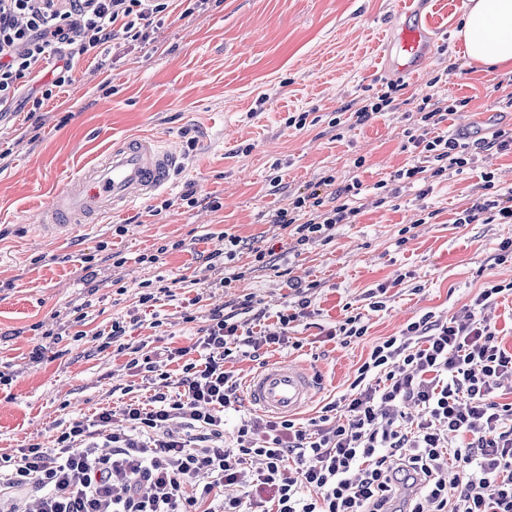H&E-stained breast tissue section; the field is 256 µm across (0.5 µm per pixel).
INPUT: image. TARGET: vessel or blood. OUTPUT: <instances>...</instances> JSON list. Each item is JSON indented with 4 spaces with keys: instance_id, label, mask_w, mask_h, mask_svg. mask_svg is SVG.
<instances>
[{
    "instance_id": "vessel-or-blood-1",
    "label": "vessel or blood",
    "mask_w": 512,
    "mask_h": 512,
    "mask_svg": "<svg viewBox=\"0 0 512 512\" xmlns=\"http://www.w3.org/2000/svg\"><path fill=\"white\" fill-rule=\"evenodd\" d=\"M395 33L385 44V69L392 79L414 74L430 62L439 29L428 0H403ZM177 168L174 149L145 138H124L56 194L41 212L44 235L62 236L81 224H95L164 189ZM248 403L275 416H290L313 399L316 380L296 362L268 365L244 386Z\"/></svg>"
}]
</instances>
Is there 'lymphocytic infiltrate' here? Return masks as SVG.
Returning <instances> with one entry per match:
<instances>
[{"mask_svg":"<svg viewBox=\"0 0 512 512\" xmlns=\"http://www.w3.org/2000/svg\"><path fill=\"white\" fill-rule=\"evenodd\" d=\"M176 0H0V115L10 111L51 57H62L33 109L57 96L76 64L108 43L154 42ZM434 168L413 165L414 182L466 165L468 144L437 135L412 139ZM297 196L277 224L297 244L332 240L357 208L342 203L359 181ZM504 287L482 289L463 318L422 317L376 345L342 403H329L307 431L295 420L258 416L224 445V412L239 403L224 368L234 349L252 347L233 314L215 308L199 342L201 362L183 365L169 394L166 367L182 348L150 350L128 366L153 374L147 399L130 401L123 423L110 409L76 418L54 447L33 444L0 454V512H512V402L497 399L512 376V352L487 314ZM382 387H366L369 375ZM344 409L343 420L330 414ZM180 421L187 435L170 431ZM263 463L251 473L246 463ZM454 482H447L449 468ZM238 487L235 497L225 487Z\"/></svg>","mask_w":512,"mask_h":512,"instance_id":"lymphocytic-infiltrate-1","label":"lymphocytic infiltrate"}]
</instances>
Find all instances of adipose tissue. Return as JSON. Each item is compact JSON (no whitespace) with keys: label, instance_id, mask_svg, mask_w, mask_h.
Masks as SVG:
<instances>
[{"label":"adipose tissue","instance_id":"obj_1","mask_svg":"<svg viewBox=\"0 0 512 512\" xmlns=\"http://www.w3.org/2000/svg\"><path fill=\"white\" fill-rule=\"evenodd\" d=\"M459 36L469 62L512 63V0H468Z\"/></svg>","mask_w":512,"mask_h":512}]
</instances>
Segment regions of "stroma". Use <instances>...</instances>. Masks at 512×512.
<instances>
[{"mask_svg":"<svg viewBox=\"0 0 512 512\" xmlns=\"http://www.w3.org/2000/svg\"><path fill=\"white\" fill-rule=\"evenodd\" d=\"M398 2L211 0L204 13L176 10L154 44L115 49L111 62H82L36 122H27L24 100L0 117L9 150L0 160V453L51 447L55 423L101 407L117 415L130 395H144L150 382L129 370L132 348L185 349L183 361L168 367L179 378L183 363L200 357L197 342L214 307L249 297L266 313L250 331L281 328L298 284L309 289L311 313L285 328L288 343L260 348L255 358L232 355L224 368L241 382L276 360L305 365L318 382L296 416L307 428L324 405L349 393L376 345L424 315H460L492 284L505 291L489 315L512 351V254L500 255L512 223L457 221L490 191L512 187V150L474 149L472 163L425 182L396 177L423 160L406 143L423 132L417 104L424 95L463 102L437 125L440 135L477 141L512 130V65L468 63L457 37L467 0H436L443 31L432 60L402 81L391 109L358 122L361 101L390 83L379 39ZM299 115L306 118L300 126L292 122ZM124 137L178 151L171 185L109 223L60 241L42 238V206ZM327 175L339 187L358 178L349 204L359 213L332 241L295 245L273 219ZM189 189L197 207L163 208ZM212 199L219 210L209 208ZM228 235L245 247L239 278L225 286L224 270L202 257L223 248ZM103 242L125 264L101 261L86 275L83 255ZM259 249L278 255L277 267L261 266ZM154 253L157 262H144ZM159 278L174 299L138 310L141 285ZM379 288L385 306L376 311L370 294ZM84 302L85 336L61 334ZM135 314L141 321L133 325ZM356 314L364 336L347 344L329 336ZM116 320L126 322V334L104 344L99 334ZM39 346L49 356L35 363L30 354Z\"/></svg>","mask_w":512,"mask_h":512,"instance_id":"obj_1","label":"stroma"}]
</instances>
